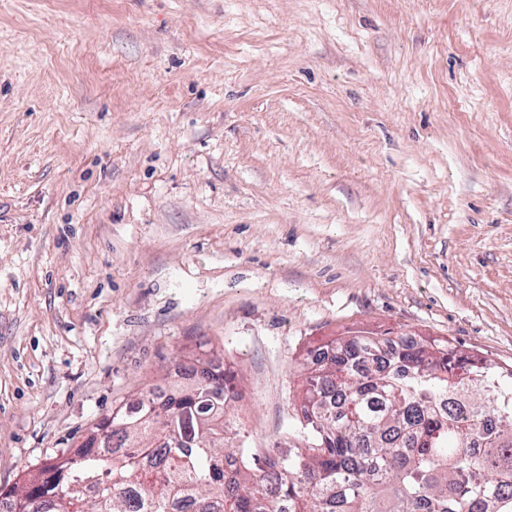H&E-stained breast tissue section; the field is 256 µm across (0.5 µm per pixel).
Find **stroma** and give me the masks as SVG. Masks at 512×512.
Instances as JSON below:
<instances>
[{"instance_id":"stroma-1","label":"stroma","mask_w":512,"mask_h":512,"mask_svg":"<svg viewBox=\"0 0 512 512\" xmlns=\"http://www.w3.org/2000/svg\"><path fill=\"white\" fill-rule=\"evenodd\" d=\"M348 329L512 369V0H0V494L195 358L302 445Z\"/></svg>"}]
</instances>
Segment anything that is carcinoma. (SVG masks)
Listing matches in <instances>:
<instances>
[{
  "label": "carcinoma",
  "mask_w": 512,
  "mask_h": 512,
  "mask_svg": "<svg viewBox=\"0 0 512 512\" xmlns=\"http://www.w3.org/2000/svg\"><path fill=\"white\" fill-rule=\"evenodd\" d=\"M329 350L305 358L306 445H233L235 376L201 365L25 473L10 512H512V369L409 334L349 331Z\"/></svg>",
  "instance_id": "1"
}]
</instances>
